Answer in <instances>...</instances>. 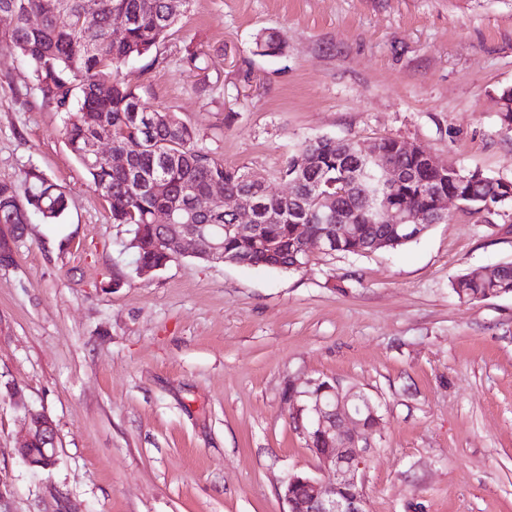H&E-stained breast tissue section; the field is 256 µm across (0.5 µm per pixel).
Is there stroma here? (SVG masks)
<instances>
[{"instance_id":"stroma-1","label":"stroma","mask_w":512,"mask_h":512,"mask_svg":"<svg viewBox=\"0 0 512 512\" xmlns=\"http://www.w3.org/2000/svg\"><path fill=\"white\" fill-rule=\"evenodd\" d=\"M264 32L281 54L259 52ZM122 76L279 195V170L319 136L414 142L512 180V0H193ZM62 126L0 48V182L36 168L69 200L56 223L0 224L7 512H286L283 482L318 468L289 408L310 381L377 408L368 512H512V293L452 288L512 262V210L297 271L185 256L142 277ZM30 409L58 434L40 472L14 452Z\"/></svg>"}]
</instances>
